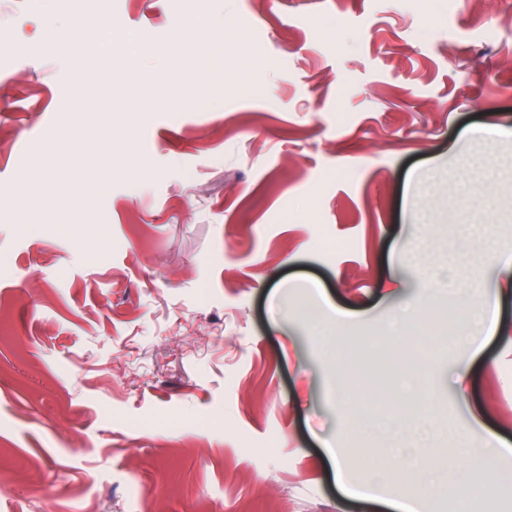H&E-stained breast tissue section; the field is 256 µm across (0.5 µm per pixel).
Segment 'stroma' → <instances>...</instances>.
<instances>
[{"instance_id": "1", "label": "stroma", "mask_w": 512, "mask_h": 512, "mask_svg": "<svg viewBox=\"0 0 512 512\" xmlns=\"http://www.w3.org/2000/svg\"><path fill=\"white\" fill-rule=\"evenodd\" d=\"M97 5L0 0V512H356L321 446L340 371L358 420L431 424L436 464L467 468L464 426L512 443V294L476 352L398 262L494 281L512 255V0H200L205 76L179 0H112L81 69L42 25ZM81 100L100 119L64 141ZM316 288L346 323H302ZM351 460L398 491L383 439ZM190 49L192 61L198 69L208 71L215 67L217 61L213 55L214 46L212 44L199 39L190 43Z\"/></svg>"}]
</instances>
